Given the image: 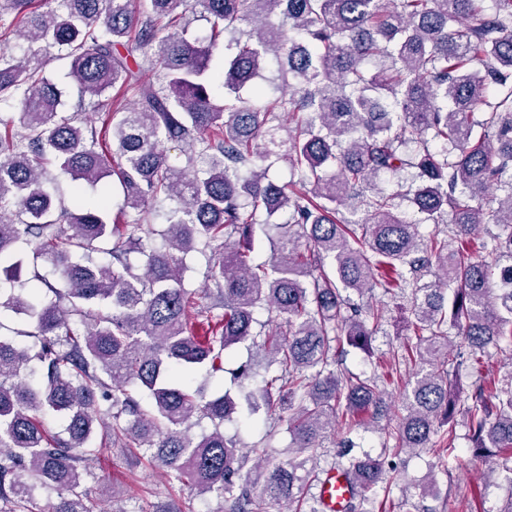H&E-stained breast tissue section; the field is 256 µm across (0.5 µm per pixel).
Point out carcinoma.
Here are the masks:
<instances>
[{
    "mask_svg": "<svg viewBox=\"0 0 512 512\" xmlns=\"http://www.w3.org/2000/svg\"><path fill=\"white\" fill-rule=\"evenodd\" d=\"M35 2L0 0V16L23 23L25 44L15 53L11 29H0V101L21 104L0 119V265L17 278L23 243L58 281L44 296L0 290V309L35 328L24 332L29 343L0 336V512H34L39 490L56 492L51 512H95L80 464L98 446L147 460L169 482L191 481L224 512H318L304 509L306 495L340 420L335 467L357 487L347 512H361L366 493L390 479L379 459L352 453V418L386 402L375 378L343 358L349 347L370 353L382 311L349 290L411 295L408 327L425 341L416 357L396 353L389 364L396 373L419 361L405 414L386 433L393 451L429 447L461 411L474 447L512 454V385L491 404L478 385L471 406L448 389L480 364L460 360L455 336L512 361V0H493L490 12L484 0ZM190 12L210 24L206 35L189 33ZM55 54L70 60L83 97L134 92L107 113L111 148L80 113L62 111L45 75ZM271 61L282 88L268 99L254 80ZM249 85L252 101L239 95ZM171 146L187 166L169 163ZM197 154L205 165L191 171ZM281 160L297 181L269 180ZM46 163L91 186L116 178L122 211L136 219L116 230L105 200L87 202L80 185L74 209H57ZM402 171L412 177L406 193L378 187L380 174ZM492 188L503 192L496 206L470 204ZM402 199L419 221L400 216ZM159 201L170 204L161 232L142 223ZM349 205L363 217L337 218ZM448 212L453 242L419 234L418 223ZM259 233L271 256L253 264ZM101 241L109 261L97 263L89 252ZM206 250L204 292L220 315L184 284L186 256ZM431 267L435 280L421 281ZM262 308L275 318L259 320ZM248 340L267 357L264 372L248 361L232 372L237 390L210 399L189 387L193 372L224 370ZM261 412L286 424L287 460L269 441L241 446L224 435V422ZM48 414L64 417L63 433L38 424ZM440 443L445 467L453 431ZM251 459L252 483L237 484Z\"/></svg>",
    "mask_w": 512,
    "mask_h": 512,
    "instance_id": "carcinoma-1",
    "label": "carcinoma"
}]
</instances>
